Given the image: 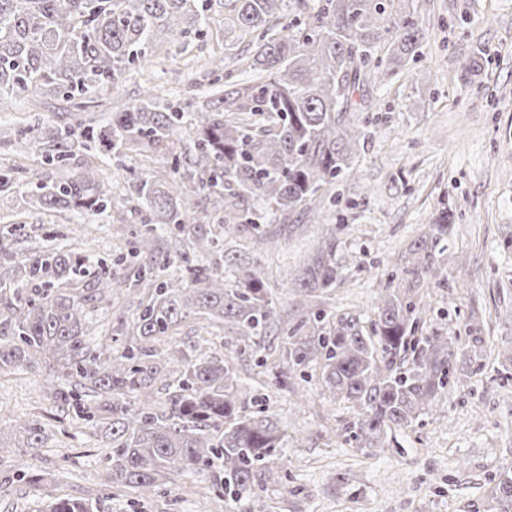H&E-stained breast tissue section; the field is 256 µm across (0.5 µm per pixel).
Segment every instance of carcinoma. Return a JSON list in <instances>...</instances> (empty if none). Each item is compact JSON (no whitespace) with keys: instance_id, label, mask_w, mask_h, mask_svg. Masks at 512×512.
<instances>
[{"instance_id":"carcinoma-1","label":"carcinoma","mask_w":512,"mask_h":512,"mask_svg":"<svg viewBox=\"0 0 512 512\" xmlns=\"http://www.w3.org/2000/svg\"><path fill=\"white\" fill-rule=\"evenodd\" d=\"M207 0H0V107L14 96L40 92L74 103L73 121L50 133L44 164L55 179L34 173L20 193L30 210L112 209L115 185L89 163L68 167L71 141L121 158L130 152L166 151L169 168L128 181L130 199L144 208L142 222L123 228L130 248L118 254L141 261L133 275L107 264L91 270L85 259L40 244L23 257L7 248L20 228L0 227V376L40 369L56 358L57 378L83 389H59L56 398L78 419L110 425L106 453L110 487L153 491L170 477L211 472L227 495L264 503L277 482L284 433L271 416L266 394L244 382L239 362L258 355L268 338H282L278 359L259 366L284 385L296 373L315 392L357 411L341 438L351 448H386L388 434L407 428L440 407L452 388L483 368L482 329L460 338L432 322L428 289L448 287V270L436 254L448 239V211L386 267L375 317L323 308L342 279L338 254L345 225L325 227L322 242L281 281L316 301L293 323L267 288L260 256L300 225L296 211L313 220L322 197L351 176L359 146L371 138L368 111L356 99L364 84L390 75L418 49L419 16L394 10L395 0H224V29L253 37L245 59L250 83L225 73L224 94L177 106L148 88L101 125L82 114L95 86L119 88L159 44L191 40L208 25ZM288 22H282V19ZM198 119L190 140L177 144L187 114ZM43 137L41 128L16 133L20 147ZM206 200V222L190 210ZM173 243L157 251L156 231ZM175 267L178 272L163 275ZM144 293L132 327L134 339L112 355V345H90L95 329L88 309L106 290ZM199 316L224 330V356L162 352L177 328ZM172 389L166 403L152 402L157 383ZM39 421L15 430L9 448H41ZM34 458L8 480L33 482L40 512H101L97 498L56 495L35 474ZM488 512H512V470L490 482Z\"/></svg>"}]
</instances>
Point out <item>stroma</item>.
Here are the masks:
<instances>
[{"label":"stroma","instance_id":"stroma-1","mask_svg":"<svg viewBox=\"0 0 512 512\" xmlns=\"http://www.w3.org/2000/svg\"><path fill=\"white\" fill-rule=\"evenodd\" d=\"M424 38L414 61L391 79L365 85L374 132L357 155L352 177L337 186L338 205L322 203L328 220L343 216L344 277L327 303L338 312L373 311L379 270L395 262L441 210L453 215L447 249L440 254L448 286L434 290L446 311L449 335L483 328V369L443 400L437 413L393 433L388 449L353 452L340 433L353 421L347 403L318 394L297 402L292 391L269 388L288 447L283 464L290 485L273 486L274 512H486L488 482L512 467V369L502 355L512 350V0H413ZM207 36L157 47L151 62L130 70L121 90L95 88L88 112L107 122L136 98L141 86H162L169 100H200L216 91L212 61L223 58L237 81V60L248 43L224 30V0H212ZM73 105L28 93L0 109V128L43 130L64 125ZM93 161L101 174L124 180L166 169L162 153L122 162L75 146L74 161ZM137 202L111 211H30L16 191L0 193V225L22 223L13 244L26 255L35 241L84 224L88 233L72 249L90 262L114 256L118 225L138 223ZM302 237L281 240L277 263L295 268L321 240L323 225L307 215ZM183 348L224 353L223 336L207 321L187 319L173 339ZM47 373L0 376V436L36 419L47 441L37 449L40 475L58 495H99L102 512H246L209 494L203 474L174 477L163 490L109 488L105 448L93 424L77 421L46 394Z\"/></svg>","mask_w":512,"mask_h":512}]
</instances>
